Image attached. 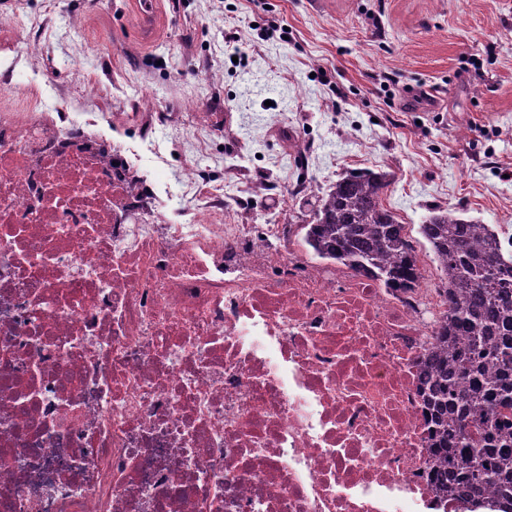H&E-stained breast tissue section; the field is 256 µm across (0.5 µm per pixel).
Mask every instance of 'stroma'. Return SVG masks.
<instances>
[{"instance_id": "1", "label": "stroma", "mask_w": 512, "mask_h": 512, "mask_svg": "<svg viewBox=\"0 0 512 512\" xmlns=\"http://www.w3.org/2000/svg\"><path fill=\"white\" fill-rule=\"evenodd\" d=\"M0 0L15 20L22 103L55 71L73 118L121 112L116 141L185 211L192 163L253 224L297 223L291 190L386 170L385 205L409 233L448 207L512 237V0ZM286 36L269 35L271 25ZM245 63H234L235 52ZM84 60L73 70V60ZM152 108H141L143 99ZM203 100L208 115L192 105Z\"/></svg>"}]
</instances>
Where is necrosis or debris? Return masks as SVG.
I'll return each instance as SVG.
<instances>
[{
	"mask_svg": "<svg viewBox=\"0 0 512 512\" xmlns=\"http://www.w3.org/2000/svg\"><path fill=\"white\" fill-rule=\"evenodd\" d=\"M0 108V512H456L421 370L448 302L236 220L161 224L101 119Z\"/></svg>",
	"mask_w": 512,
	"mask_h": 512,
	"instance_id": "4bbe7bcc",
	"label": "necrosis or debris"
}]
</instances>
